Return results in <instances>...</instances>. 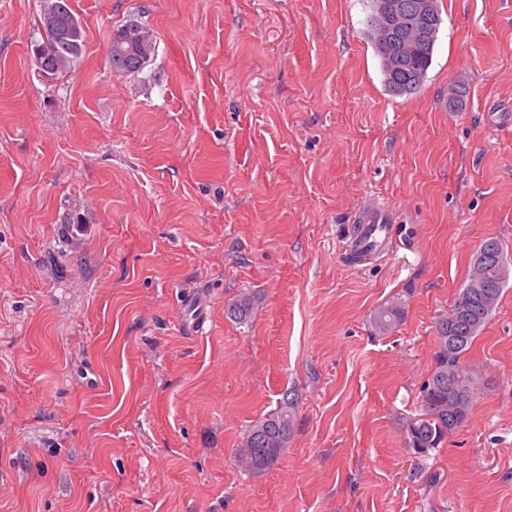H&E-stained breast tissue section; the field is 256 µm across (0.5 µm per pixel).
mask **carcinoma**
I'll list each match as a JSON object with an SVG mask.
<instances>
[{
    "mask_svg": "<svg viewBox=\"0 0 512 512\" xmlns=\"http://www.w3.org/2000/svg\"><path fill=\"white\" fill-rule=\"evenodd\" d=\"M56 0H43L40 15L57 17L55 38L51 55L45 61L43 72L49 76L67 74L78 61L83 51L85 33L81 24H76V34L68 35V24L73 22L74 13L66 8L59 10ZM437 38H425L420 41L413 39L408 42L402 59L397 62L392 71H385L387 58L386 48L373 45L382 68L383 82L386 90L393 96H412L422 89L420 85H410L408 90H402L406 71L417 69L422 76L432 66ZM500 241L494 238L482 243L474 258L465 285L451 306L456 315L454 322H448V315L439 316L435 323V347L433 353L434 368L421 388V407H425L434 415V421L427 431L420 433L419 438L426 443V448L439 447L447 437L444 429L448 421L456 417V413L448 405V371L457 373L458 389L456 394L463 399L465 407H470L474 391L464 384V375L468 371L463 366L466 352L471 348L479 331L493 315L494 309L486 308L481 303L476 289L471 287L475 272H480L483 281L495 289V296L501 293L512 277L504 251L499 249ZM227 314L240 322L251 317L252 306L250 299L242 295L230 303ZM404 318L402 301H397L386 310H378L373 318V324L378 333L387 335L393 332ZM298 397L288 391L276 409L258 419L248 427L244 437L243 448L240 449L241 460L247 471L260 473L272 467L288 447L294 429Z\"/></svg>",
    "mask_w": 512,
    "mask_h": 512,
    "instance_id": "obj_1",
    "label": "carcinoma"
}]
</instances>
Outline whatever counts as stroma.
I'll list each match as a JSON object with an SVG mask.
<instances>
[{
	"instance_id": "stroma-1",
	"label": "stroma",
	"mask_w": 512,
	"mask_h": 512,
	"mask_svg": "<svg viewBox=\"0 0 512 512\" xmlns=\"http://www.w3.org/2000/svg\"><path fill=\"white\" fill-rule=\"evenodd\" d=\"M69 2L85 47L52 79L42 0H0V512H512V281L466 422L406 440L472 255L512 262V0H439L410 97L369 0ZM131 20L156 51L121 76ZM377 204L387 236L356 253ZM291 388L287 448L244 471ZM147 27L138 22L129 21L121 25L112 32V37L109 42L108 52L113 51L114 59L119 61L126 55H139L140 52L146 49V43L149 40V35L138 29ZM123 29H135L134 32L120 31ZM404 318V307L401 299L386 310L379 309L373 318L378 333L387 335L393 332ZM297 404L295 393H283L276 409L248 427L240 449L247 471L260 473L279 460L294 429Z\"/></svg>"
}]
</instances>
